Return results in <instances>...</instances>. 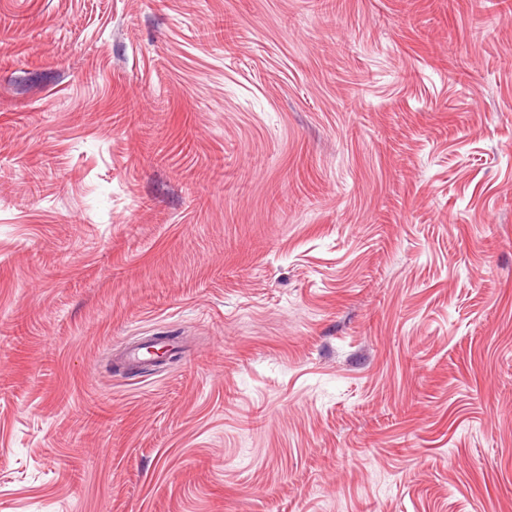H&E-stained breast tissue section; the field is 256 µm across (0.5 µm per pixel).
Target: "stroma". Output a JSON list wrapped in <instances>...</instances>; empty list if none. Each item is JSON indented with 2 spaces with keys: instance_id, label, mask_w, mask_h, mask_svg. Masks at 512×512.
<instances>
[{
  "instance_id": "1",
  "label": "stroma",
  "mask_w": 512,
  "mask_h": 512,
  "mask_svg": "<svg viewBox=\"0 0 512 512\" xmlns=\"http://www.w3.org/2000/svg\"><path fill=\"white\" fill-rule=\"evenodd\" d=\"M0 512H512V0H0Z\"/></svg>"
}]
</instances>
